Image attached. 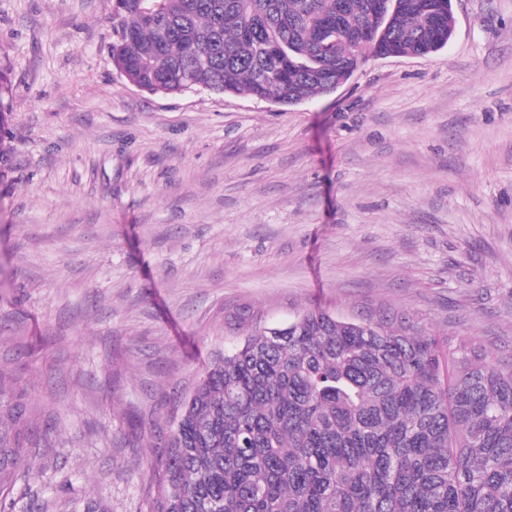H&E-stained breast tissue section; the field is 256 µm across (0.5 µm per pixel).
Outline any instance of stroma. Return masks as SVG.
I'll return each mask as SVG.
<instances>
[{"instance_id": "obj_1", "label": "stroma", "mask_w": 512, "mask_h": 512, "mask_svg": "<svg viewBox=\"0 0 512 512\" xmlns=\"http://www.w3.org/2000/svg\"><path fill=\"white\" fill-rule=\"evenodd\" d=\"M335 92H144L113 0H0V385L42 435L14 512H148L225 308L410 316L512 363V0Z\"/></svg>"}]
</instances>
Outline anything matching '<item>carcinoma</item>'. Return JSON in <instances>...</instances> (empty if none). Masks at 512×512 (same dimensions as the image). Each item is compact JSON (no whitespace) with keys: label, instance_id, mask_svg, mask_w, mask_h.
Wrapping results in <instances>:
<instances>
[{"label":"carcinoma","instance_id":"obj_1","mask_svg":"<svg viewBox=\"0 0 512 512\" xmlns=\"http://www.w3.org/2000/svg\"><path fill=\"white\" fill-rule=\"evenodd\" d=\"M114 0L112 61L152 94L186 85L306 103L373 51L428 56L452 0ZM373 30L336 38V13ZM224 347L175 407L149 466L150 512H512V365L448 356L405 314L310 308L288 330L236 310ZM0 386V512L39 428Z\"/></svg>","mask_w":512,"mask_h":512}]
</instances>
